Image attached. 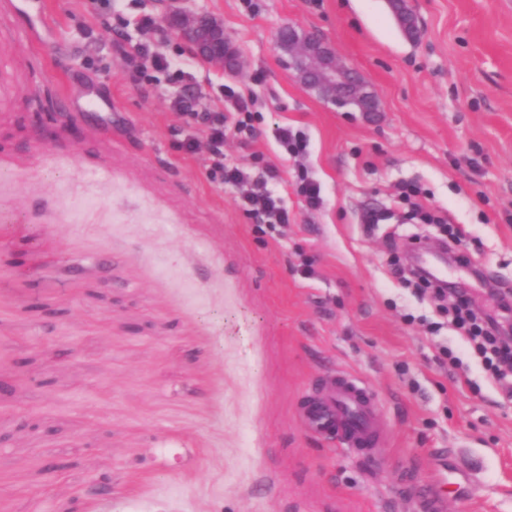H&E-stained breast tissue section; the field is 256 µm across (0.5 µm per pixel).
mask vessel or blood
Masks as SVG:
<instances>
[{
  "mask_svg": "<svg viewBox=\"0 0 512 512\" xmlns=\"http://www.w3.org/2000/svg\"><path fill=\"white\" fill-rule=\"evenodd\" d=\"M304 418L308 427L336 432L341 447L358 454L374 453L379 447L381 423L375 389L365 380L341 373L319 396H306ZM413 512H448L441 484L423 483L412 499Z\"/></svg>",
  "mask_w": 512,
  "mask_h": 512,
  "instance_id": "b4317fda",
  "label": "vessel or blood"
}]
</instances>
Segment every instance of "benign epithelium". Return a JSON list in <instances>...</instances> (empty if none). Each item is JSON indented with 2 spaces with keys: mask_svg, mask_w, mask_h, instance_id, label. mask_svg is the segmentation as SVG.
I'll return each mask as SVG.
<instances>
[{
  "mask_svg": "<svg viewBox=\"0 0 512 512\" xmlns=\"http://www.w3.org/2000/svg\"><path fill=\"white\" fill-rule=\"evenodd\" d=\"M162 20L168 31L183 40L193 55L217 70L234 68L238 58L224 35V21L200 9L192 0H160ZM281 64L307 90L323 102L343 112H375L374 92L354 70L336 60L332 47L315 34L294 26L278 37ZM83 496L94 499L112 497V479L92 480Z\"/></svg>",
  "mask_w": 512,
  "mask_h": 512,
  "instance_id": "benign-epithelium-1",
  "label": "benign epithelium"
}]
</instances>
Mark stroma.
Listing matches in <instances>:
<instances>
[{"instance_id": "stroma-1", "label": "stroma", "mask_w": 512, "mask_h": 512, "mask_svg": "<svg viewBox=\"0 0 512 512\" xmlns=\"http://www.w3.org/2000/svg\"><path fill=\"white\" fill-rule=\"evenodd\" d=\"M242 64L218 72L172 33L201 109L234 95L294 216L254 224L171 107L180 83L126 52L157 0H45L41 39L0 0V512H404L447 473L448 512H512V393L399 271L412 237L461 228L449 283L489 304L470 266L512 285V0H410L407 40L387 0H196ZM319 35L375 92L339 112L280 63L278 33ZM92 89L107 117L69 103ZM308 140L284 162L280 127ZM323 203L307 209L297 171ZM412 199H405L406 190ZM381 215L366 229L365 211ZM343 371L375 388L380 450L360 456L304 422ZM96 476L111 499L81 496Z\"/></svg>"}]
</instances>
